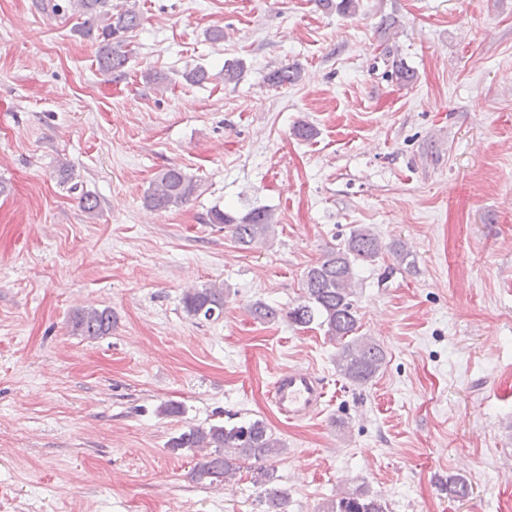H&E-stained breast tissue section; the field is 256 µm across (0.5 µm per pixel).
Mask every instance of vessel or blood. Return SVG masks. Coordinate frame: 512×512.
<instances>
[{"label": "vessel or blood", "instance_id": "vessel-or-blood-1", "mask_svg": "<svg viewBox=\"0 0 512 512\" xmlns=\"http://www.w3.org/2000/svg\"><path fill=\"white\" fill-rule=\"evenodd\" d=\"M326 396L323 379L313 370L290 367L281 370L271 387V401L286 419L298 421L313 416Z\"/></svg>", "mask_w": 512, "mask_h": 512}]
</instances>
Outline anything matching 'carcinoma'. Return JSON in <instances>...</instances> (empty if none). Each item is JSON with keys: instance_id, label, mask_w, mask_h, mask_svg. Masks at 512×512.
<instances>
[{"instance_id": "carcinoma-1", "label": "carcinoma", "mask_w": 512, "mask_h": 512, "mask_svg": "<svg viewBox=\"0 0 512 512\" xmlns=\"http://www.w3.org/2000/svg\"><path fill=\"white\" fill-rule=\"evenodd\" d=\"M325 9H336L348 15L356 12L358 0H318ZM35 7L52 14L70 10L80 19L77 32L84 38L99 43V64L103 72L121 77L125 74L130 56L124 49L128 34L139 28L141 15L133 7L112 6V0H37ZM301 79L295 67L284 65L267 76L275 87L294 85ZM199 191L196 177L173 166L160 171L144 195V203L154 210H169L192 200ZM208 222L231 229L232 237L243 249H254L269 242L275 232L273 213L264 206H255L239 216L217 207L208 213ZM385 249L373 230L363 225L353 227L344 243L327 250L322 259L304 273V296L285 316L288 322L307 326L313 322L325 335L339 343L336 369L349 382L364 386L371 382L386 364L382 347L368 336L358 335L359 319L352 296L355 269L360 264L376 262ZM187 316L206 320L224 313V289L212 286L188 288L181 298ZM251 315L260 321H272L279 311L257 301L250 307ZM71 332L88 339H97L112 331V310L82 306L73 310L69 318ZM175 451L203 453L202 461L192 471L199 482H228L239 471L240 459L261 460L282 448L262 420H248L238 424H214L207 428L194 427L168 441ZM273 472L264 466L252 470V482L262 488L266 512H286L288 496L269 487ZM448 496L466 498L470 486L461 476H450L445 482ZM317 512H389L383 498L371 494L358 485L344 489L336 497L318 506Z\"/></svg>"}]
</instances>
